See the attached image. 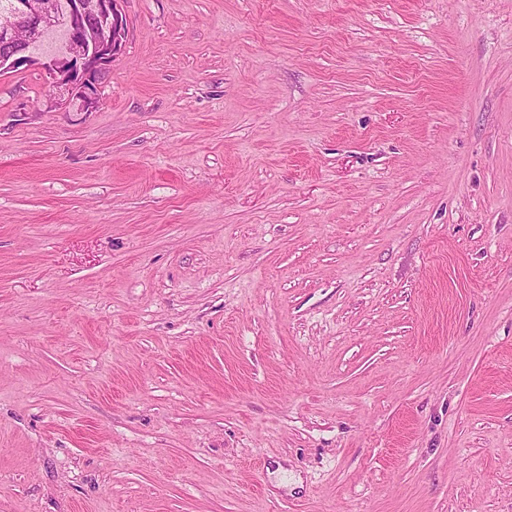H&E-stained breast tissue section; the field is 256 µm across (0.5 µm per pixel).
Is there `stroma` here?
I'll return each mask as SVG.
<instances>
[{
    "mask_svg": "<svg viewBox=\"0 0 512 512\" xmlns=\"http://www.w3.org/2000/svg\"><path fill=\"white\" fill-rule=\"evenodd\" d=\"M121 7L0 72V512H512V0ZM15 0H0V15L10 11ZM122 0H75L69 15L71 27L67 55L45 62L26 54V49L51 24L60 22L54 0H16L9 22L0 25V43L8 48L0 55V70L40 65L49 85L65 86L71 96L87 108L98 104L97 85L101 73L122 51L127 20ZM88 17L97 20L94 30L85 29Z\"/></svg>",
    "mask_w": 512,
    "mask_h": 512,
    "instance_id": "obj_1",
    "label": "stroma"
}]
</instances>
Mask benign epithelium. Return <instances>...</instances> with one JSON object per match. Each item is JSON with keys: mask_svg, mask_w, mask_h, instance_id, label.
Wrapping results in <instances>:
<instances>
[{"mask_svg": "<svg viewBox=\"0 0 512 512\" xmlns=\"http://www.w3.org/2000/svg\"><path fill=\"white\" fill-rule=\"evenodd\" d=\"M122 0H75L69 15L71 27L67 55L45 62L26 54V49L51 24L59 21L56 0H16L9 22L0 25V43L8 52L0 55V70L40 65L50 85L65 88L87 107L98 104L97 85L101 73L122 51L127 20ZM97 20L85 29L87 18Z\"/></svg>", "mask_w": 512, "mask_h": 512, "instance_id": "7a95c632", "label": "benign epithelium"}]
</instances>
